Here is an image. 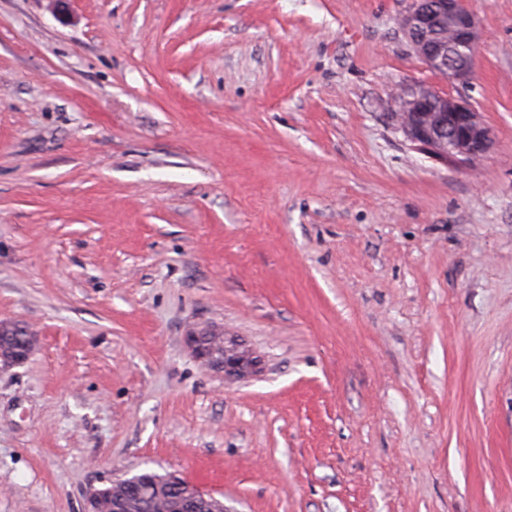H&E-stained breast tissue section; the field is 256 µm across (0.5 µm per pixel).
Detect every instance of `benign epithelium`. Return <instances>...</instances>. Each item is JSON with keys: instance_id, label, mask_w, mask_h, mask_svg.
<instances>
[{"instance_id": "obj_1", "label": "benign epithelium", "mask_w": 512, "mask_h": 512, "mask_svg": "<svg viewBox=\"0 0 512 512\" xmlns=\"http://www.w3.org/2000/svg\"><path fill=\"white\" fill-rule=\"evenodd\" d=\"M448 17V43L435 49L426 47L420 36L424 29L434 27L435 15ZM402 31L413 43L418 56L433 71L453 83L465 86L473 76V64L478 45L477 23L466 0H412L409 11L399 19ZM397 108L392 119L397 128L418 149L443 159L455 154L472 159L487 152L493 136L480 119L479 113L463 98L433 92L422 86L403 87L394 94ZM26 352L19 354L0 347V369L25 362L39 345L37 331L29 330ZM194 356L204 366L224 372L227 378H243L253 372L255 361L223 332L210 329L208 336L192 331L187 336ZM169 481L184 490L188 501L204 506V512H224V503L203 492L198 486L176 475ZM120 492L112 493L108 505L100 503L97 492L89 498V512H127V499L140 497L147 491L137 476L118 481Z\"/></svg>"}]
</instances>
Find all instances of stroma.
I'll use <instances>...</instances> for the list:
<instances>
[{"instance_id": "1", "label": "stroma", "mask_w": 512, "mask_h": 512, "mask_svg": "<svg viewBox=\"0 0 512 512\" xmlns=\"http://www.w3.org/2000/svg\"><path fill=\"white\" fill-rule=\"evenodd\" d=\"M0 0V512L174 473L226 512H512V0ZM491 129L428 157L401 86ZM257 362L230 380L187 342ZM448 17V43L429 49L420 36L433 28L435 15ZM402 31L413 43L418 56L433 71L453 83L468 85L478 45L477 23L464 0H412L409 11L399 19ZM29 333L26 325L16 323L14 330L11 332V336H8V340L16 347H22L28 343L29 337L26 352L19 354L7 347L2 348L0 345V369L21 364L33 354L39 345L40 336L37 331L32 329H29ZM208 336L204 338L208 342L201 344L203 338L200 332L191 331L187 336L194 356L204 366L216 368L224 372L226 378L238 379L248 376L255 368V361L245 351L240 350L233 341L224 338L223 332L216 329H208ZM220 349L222 358L214 357L215 351Z\"/></svg>"}]
</instances>
